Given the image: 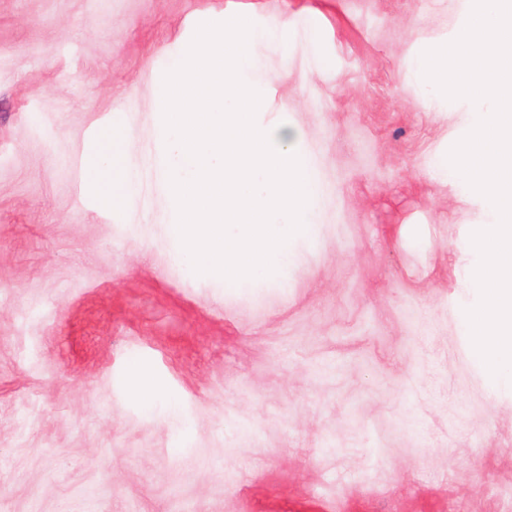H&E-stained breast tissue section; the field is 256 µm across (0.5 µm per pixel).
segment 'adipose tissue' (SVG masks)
I'll list each match as a JSON object with an SVG mask.
<instances>
[{
  "label": "adipose tissue",
  "mask_w": 512,
  "mask_h": 512,
  "mask_svg": "<svg viewBox=\"0 0 512 512\" xmlns=\"http://www.w3.org/2000/svg\"><path fill=\"white\" fill-rule=\"evenodd\" d=\"M116 122L107 125L106 139L95 140L91 153L93 166L88 169L87 188L94 194L100 209L112 211L126 206L136 194V183L129 172H121L117 184H107L106 178L112 169V157L108 152L112 138L118 137Z\"/></svg>",
  "instance_id": "obj_1"
}]
</instances>
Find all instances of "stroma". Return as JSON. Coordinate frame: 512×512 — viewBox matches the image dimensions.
Masks as SVG:
<instances>
[{"label":"stroma","instance_id":"1","mask_svg":"<svg viewBox=\"0 0 512 512\" xmlns=\"http://www.w3.org/2000/svg\"><path fill=\"white\" fill-rule=\"evenodd\" d=\"M471 0H0V512H512V388L468 356L490 203L434 162L471 128L413 65ZM276 29L252 85L312 158L287 281L175 260L148 152L173 56ZM139 190L100 212L110 118ZM176 396L147 413L128 368Z\"/></svg>","mask_w":512,"mask_h":512}]
</instances>
